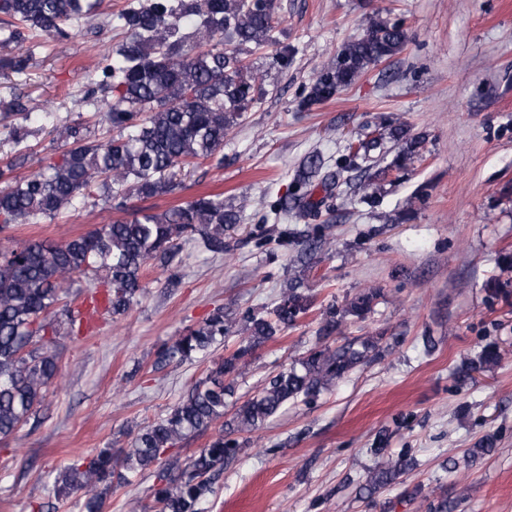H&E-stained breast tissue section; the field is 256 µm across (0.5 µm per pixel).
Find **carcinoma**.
I'll return each mask as SVG.
<instances>
[{"instance_id": "obj_1", "label": "carcinoma", "mask_w": 512, "mask_h": 512, "mask_svg": "<svg viewBox=\"0 0 512 512\" xmlns=\"http://www.w3.org/2000/svg\"><path fill=\"white\" fill-rule=\"evenodd\" d=\"M83 0H0V15L18 25L6 40L20 42L27 32L66 38L72 21L87 16ZM274 0H129L110 23L123 39L112 57L99 68L86 90V102L116 130L106 141L90 142L76 125L55 127L66 151L60 160L36 174L18 178L14 165L0 169V229L11 224L57 215L77 206L94 190H102L125 208L127 192L139 199L172 193L178 171L211 162L224 164V139L264 94L263 75L246 63L248 50H265L272 64L286 66L296 48L280 44L273 35ZM407 33L399 22H370L366 33L344 44L336 59L317 72L302 106L328 101L377 62L400 53ZM30 56L0 58V70L24 73ZM111 94L101 100L98 92ZM15 116L10 127L14 144L29 135L30 108L23 98L9 103ZM387 132L368 133L348 144L341 172L361 174L362 200L379 203L385 170H374L390 148L397 152L387 165L402 171L419 152L423 138L404 124L388 122ZM324 162L313 155L288 193L273 206L274 220L290 215L318 216L333 190L341 186L340 172L322 173ZM324 196L316 200L314 193ZM241 221V211L224 206L217 195L198 196L182 206L158 213L150 207L132 210L123 218L59 244L30 241L0 250V438L16 433L29 419L43 391L57 376L59 366L52 345L59 329L48 318L60 301L64 284L92 271L103 277L89 281L87 305L70 325H90L95 316L126 313L143 289L145 267L158 260L169 263L184 236L199 239L214 255L224 254V238ZM325 244L315 227L301 242L300 255L313 260ZM379 288H366L336 309L329 306L317 330L318 339L336 332L348 316L363 320L373 311ZM314 304L310 290L298 279L288 282L279 301L265 316L242 315L249 336L234 350L211 360L205 378L157 421L140 429L132 447L113 451L97 448L55 479L57 494H79L86 512H101V483L156 469L154 502L158 512H206L214 493L213 477L224 470L245 442L234 434H251L282 407L298 400L316 399L323 389L345 378L375 351L382 337L355 338L334 349L317 346L292 366L272 376L262 389L244 401L226 427L214 428L224 416V399L234 392L235 378L254 350L307 315ZM235 320L217 309L197 326L188 328L163 347L158 362H185L206 358L212 348L227 345ZM502 361L495 344L482 347L473 369L491 368ZM211 432L209 441L186 464L167 451L183 439ZM378 435L370 453L377 458L359 492L369 498L412 466L406 453L393 454Z\"/></svg>"}]
</instances>
